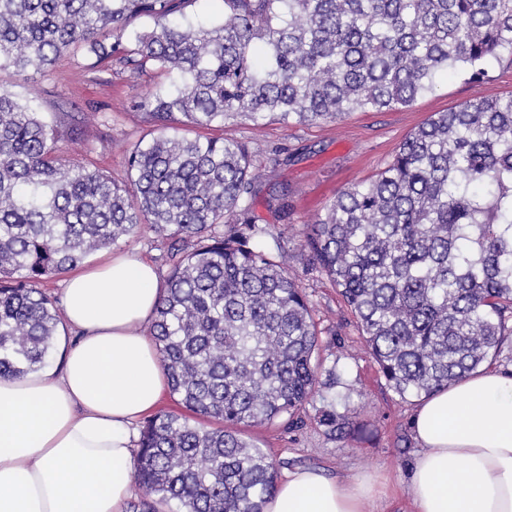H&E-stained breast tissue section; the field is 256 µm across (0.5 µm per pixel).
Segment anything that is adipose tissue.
<instances>
[{
  "instance_id": "1",
  "label": "adipose tissue",
  "mask_w": 512,
  "mask_h": 512,
  "mask_svg": "<svg viewBox=\"0 0 512 512\" xmlns=\"http://www.w3.org/2000/svg\"><path fill=\"white\" fill-rule=\"evenodd\" d=\"M163 293L152 266L121 253L70 275L75 341L58 363L0 376V512H125L135 423L167 389L148 333ZM411 426L414 512H512V376L486 370L432 394ZM376 479L288 472L264 512H362Z\"/></svg>"
}]
</instances>
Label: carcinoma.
Instances as JSON below:
<instances>
[{"mask_svg":"<svg viewBox=\"0 0 512 512\" xmlns=\"http://www.w3.org/2000/svg\"><path fill=\"white\" fill-rule=\"evenodd\" d=\"M191 2L0 0V70L25 78L78 45L94 70L175 79L134 101L163 133L128 149L122 185L61 158L58 127L0 92V376L36 372L54 350L44 280L151 228L176 261L150 335L189 414L142 426L140 512H262L277 466L239 427L295 424L318 384V331L296 279L250 246L269 232L252 214L248 146L178 125L409 106L439 71L478 80L512 53V0H222L212 27L188 19ZM142 17L154 27L130 29ZM305 243L401 397L490 364L512 335V94L438 113L374 180L341 190ZM322 422L341 435L355 416L332 407Z\"/></svg>","mask_w":512,"mask_h":512,"instance_id":"1","label":"carcinoma"}]
</instances>
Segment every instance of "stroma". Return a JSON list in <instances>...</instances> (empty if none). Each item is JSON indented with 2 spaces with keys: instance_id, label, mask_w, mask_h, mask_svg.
<instances>
[{
  "instance_id": "1",
  "label": "stroma",
  "mask_w": 512,
  "mask_h": 512,
  "mask_svg": "<svg viewBox=\"0 0 512 512\" xmlns=\"http://www.w3.org/2000/svg\"><path fill=\"white\" fill-rule=\"evenodd\" d=\"M91 62L84 49L73 48L50 71L26 79L6 69L0 71V91L33 106L46 121L69 128V138L60 144L64 157L123 182L126 146L149 140L157 132L132 103L149 91H169L172 78L153 68L140 74L116 67L93 72ZM485 69L478 81L455 70L442 72L436 90L419 96L410 106L358 110L337 123L274 120L258 130L246 120L224 125L225 137L247 143L252 152L253 211L271 230L262 244L280 245L309 299L321 364V383L298 411L296 427L285 428L278 419L244 429L243 436L263 448L281 474L307 467L330 477L385 476L391 488L387 500L368 499L364 512H412L406 479L418 450L411 420L420 400L400 397L387 385L339 288L310 262L307 226L324 216L341 190L374 179L409 134L435 113L473 99L512 94V53L505 51L490 59ZM275 198L285 199L287 211L271 207ZM168 248L165 237L147 228L115 246L116 251L139 254L163 278L172 267ZM331 405L340 412L353 409L358 415L345 435L330 432L322 422L323 410Z\"/></svg>"
}]
</instances>
